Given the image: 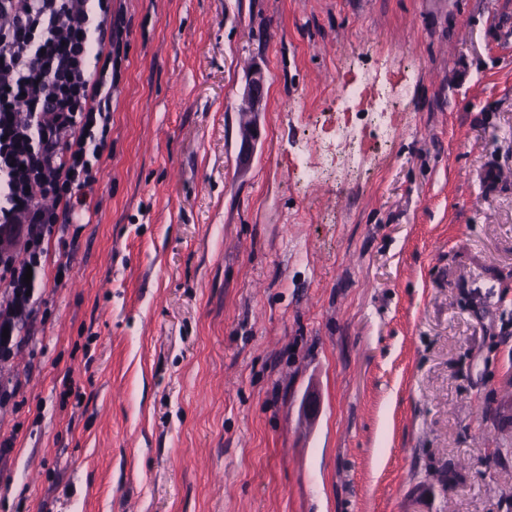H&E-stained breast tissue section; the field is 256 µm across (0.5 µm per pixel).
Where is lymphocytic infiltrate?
<instances>
[{
	"label": "lymphocytic infiltrate",
	"instance_id": "obj_1",
	"mask_svg": "<svg viewBox=\"0 0 512 512\" xmlns=\"http://www.w3.org/2000/svg\"><path fill=\"white\" fill-rule=\"evenodd\" d=\"M112 0H0V229L29 258L0 257V284L29 303L56 225L88 211L112 129Z\"/></svg>",
	"mask_w": 512,
	"mask_h": 512
}]
</instances>
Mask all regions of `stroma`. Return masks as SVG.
Here are the masks:
<instances>
[{
  "instance_id": "obj_1",
  "label": "stroma",
  "mask_w": 512,
  "mask_h": 512,
  "mask_svg": "<svg viewBox=\"0 0 512 512\" xmlns=\"http://www.w3.org/2000/svg\"><path fill=\"white\" fill-rule=\"evenodd\" d=\"M112 14L98 211L0 359V512H512V0ZM368 73L394 112L307 182ZM264 83L265 75L259 68L251 70L247 75L242 101L250 112H258L261 104L258 91L263 88Z\"/></svg>"
}]
</instances>
